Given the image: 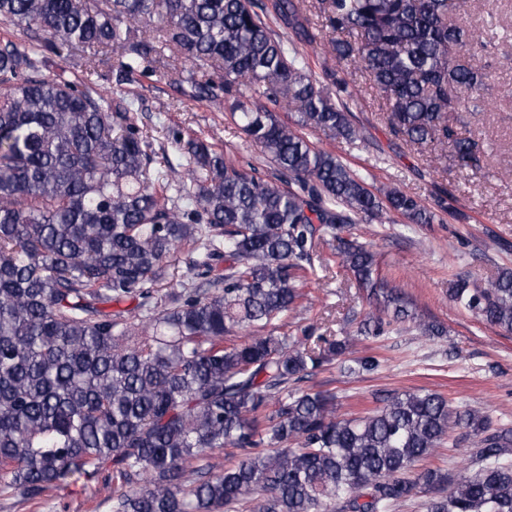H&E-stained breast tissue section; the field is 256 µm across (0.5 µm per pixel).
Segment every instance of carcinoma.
Listing matches in <instances>:
<instances>
[{
  "label": "carcinoma",
  "mask_w": 512,
  "mask_h": 512,
  "mask_svg": "<svg viewBox=\"0 0 512 512\" xmlns=\"http://www.w3.org/2000/svg\"><path fill=\"white\" fill-rule=\"evenodd\" d=\"M471 0H0V494L39 502L72 481L103 480L113 512H224L261 495L258 512H392L424 495L426 512H512V427L430 391L385 393L363 416L296 384L345 342L303 328L265 329L304 308L320 243L337 242L361 288L383 298L357 333L441 325L380 293L375 254L343 236L388 214L432 224L397 188L372 189L306 132L354 142L343 78L325 84L297 43L360 70L385 101L391 131L434 162L477 170L482 144L456 114L488 90L506 55L453 17ZM323 18L312 26L310 12ZM274 14L293 37L273 29ZM115 90L74 79L86 54ZM58 60L49 66V56ZM183 97L227 105L272 166L217 152L160 126L158 152L138 125L131 84L170 64ZM295 112L291 124L279 112ZM194 253L202 286L170 287L171 256ZM224 275L214 277L219 262ZM450 298L512 332V271ZM136 301V315L103 308ZM476 438L474 473L413 472L448 429ZM242 451L221 460L226 448Z\"/></svg>",
  "instance_id": "carcinoma-1"
}]
</instances>
